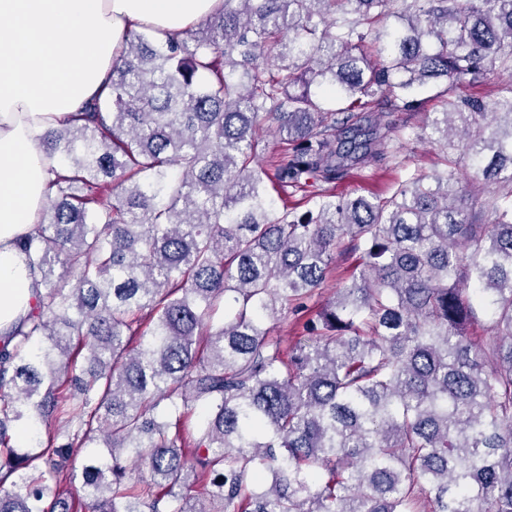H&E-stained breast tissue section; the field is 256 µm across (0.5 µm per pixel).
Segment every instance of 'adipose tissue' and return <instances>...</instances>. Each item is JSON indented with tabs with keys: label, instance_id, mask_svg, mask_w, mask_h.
Returning a JSON list of instances; mask_svg holds the SVG:
<instances>
[{
	"label": "adipose tissue",
	"instance_id": "obj_1",
	"mask_svg": "<svg viewBox=\"0 0 512 512\" xmlns=\"http://www.w3.org/2000/svg\"><path fill=\"white\" fill-rule=\"evenodd\" d=\"M222 0H0V335L24 318L37 285L15 247L47 195L42 134L109 82L127 30L171 37Z\"/></svg>",
	"mask_w": 512,
	"mask_h": 512
}]
</instances>
